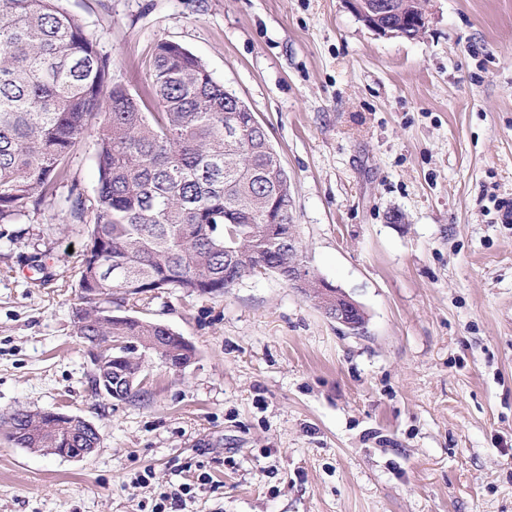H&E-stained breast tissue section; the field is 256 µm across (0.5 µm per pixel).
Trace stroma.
Returning <instances> with one entry per match:
<instances>
[{
  "label": "stroma",
  "mask_w": 512,
  "mask_h": 512,
  "mask_svg": "<svg viewBox=\"0 0 512 512\" xmlns=\"http://www.w3.org/2000/svg\"><path fill=\"white\" fill-rule=\"evenodd\" d=\"M144 91L182 45L265 126L314 272L365 309L330 321L272 274L128 300L196 350L144 358L135 401L92 394L74 329L68 193L0 223V512H512V0H428L414 38L345 0H64ZM99 119L70 176L97 189ZM19 410L92 422L83 460L8 440ZM147 482H140V475ZM192 493V486L188 483H182L173 488L168 493L161 495L159 502L155 503L151 512H176L184 505L186 497ZM174 509V510H167Z\"/></svg>",
  "instance_id": "35a3bbf8"
}]
</instances>
